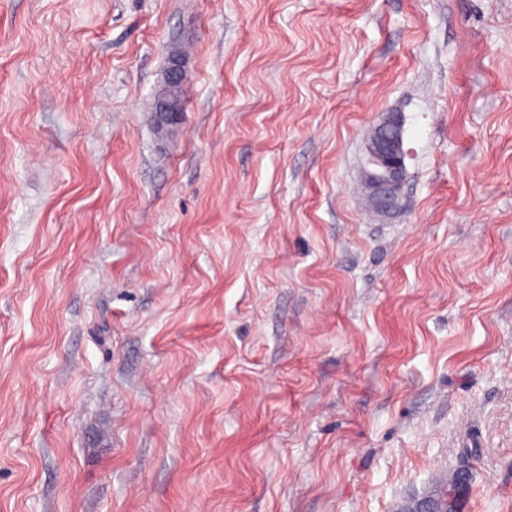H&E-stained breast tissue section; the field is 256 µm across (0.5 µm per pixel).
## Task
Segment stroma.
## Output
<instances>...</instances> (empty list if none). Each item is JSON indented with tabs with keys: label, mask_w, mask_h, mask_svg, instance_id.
I'll use <instances>...</instances> for the list:
<instances>
[{
	"label": "stroma",
	"mask_w": 512,
	"mask_h": 512,
	"mask_svg": "<svg viewBox=\"0 0 512 512\" xmlns=\"http://www.w3.org/2000/svg\"><path fill=\"white\" fill-rule=\"evenodd\" d=\"M464 464L512 512V0H0V512H411ZM183 80L181 60L172 56L167 73V88L156 100L155 112L161 122H174L182 112L183 104L178 90ZM403 125L399 112L386 113L374 128L367 145L365 184L372 206L385 215L400 207L406 180Z\"/></svg>",
	"instance_id": "1"
}]
</instances>
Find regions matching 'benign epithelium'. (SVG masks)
<instances>
[{
  "instance_id": "obj_1",
  "label": "benign epithelium",
  "mask_w": 512,
  "mask_h": 512,
  "mask_svg": "<svg viewBox=\"0 0 512 512\" xmlns=\"http://www.w3.org/2000/svg\"><path fill=\"white\" fill-rule=\"evenodd\" d=\"M183 80L181 60L173 56L167 73V88L156 100L155 112L162 122H173L182 112L178 90ZM404 120L398 112L386 113L374 128L367 145L365 184L376 211L390 214L400 207L406 180V151L403 143Z\"/></svg>"
}]
</instances>
